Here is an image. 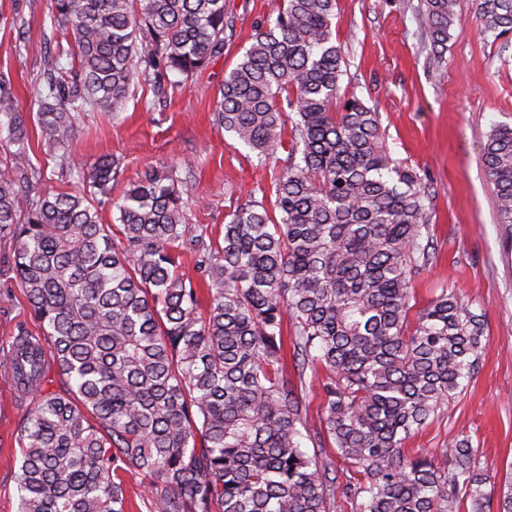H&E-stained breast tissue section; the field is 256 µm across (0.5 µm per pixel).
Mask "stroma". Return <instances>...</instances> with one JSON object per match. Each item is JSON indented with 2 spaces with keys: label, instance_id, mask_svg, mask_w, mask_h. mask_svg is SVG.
Masks as SVG:
<instances>
[{
  "label": "stroma",
  "instance_id": "1",
  "mask_svg": "<svg viewBox=\"0 0 512 512\" xmlns=\"http://www.w3.org/2000/svg\"><path fill=\"white\" fill-rule=\"evenodd\" d=\"M418 3L336 0L337 37L348 62L343 84L380 112L393 158L431 178L436 257L414 281L418 305L454 288L484 317L477 373L407 446L433 457L455 439L470 437L490 475L487 488L495 492L512 467V234L498 222L494 186L480 156L494 126H512V36H485L474 0H460V21L443 60L430 65L415 15ZM227 8L235 24L223 58L175 89L167 102L141 89L117 112L81 113L70 154L71 165L81 170L102 157L117 158L128 180L149 164L191 171L192 221L218 232L232 199L270 188L278 173L277 167L259 166L254 153L210 121L225 71L250 46L271 0H227ZM51 14V0H0V72L12 78L34 140V163L45 167L50 187L64 189L69 178L35 140L44 54L60 38ZM12 261L11 244L0 239V362L20 329L39 330L8 272ZM29 406L0 372V512H17L15 458Z\"/></svg>",
  "mask_w": 512,
  "mask_h": 512
}]
</instances>
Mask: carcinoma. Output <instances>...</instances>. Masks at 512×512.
I'll list each match as a JSON object with an SVG mask.
<instances>
[{
	"mask_svg": "<svg viewBox=\"0 0 512 512\" xmlns=\"http://www.w3.org/2000/svg\"><path fill=\"white\" fill-rule=\"evenodd\" d=\"M459 9L417 6L435 64ZM52 13L64 41L44 59L37 125L62 165L78 113L115 112L143 85L168 97L170 75L221 59L234 27L226 0H53ZM475 15L483 34H512V0H475ZM347 66L336 0H278L257 26L213 123L264 165L287 158L271 191L230 202L217 240L189 223L192 179L175 171L148 166L114 198L124 168L106 156L70 190L39 191L0 72L16 146L0 172V238L43 335L20 331L3 365L32 393L18 512H126L129 474L154 512H336L335 461L305 446L321 442L306 422L308 370L353 472L342 495L354 512H512V483L485 491L469 439L443 450L448 469L406 452L474 375L484 323L444 289L406 334L412 283L435 256L434 195L392 157L379 113L344 97ZM481 162L512 232V126L492 129ZM187 245L199 283L181 270Z\"/></svg>",
	"mask_w": 512,
	"mask_h": 512,
	"instance_id": "cac0c4a2",
	"label": "carcinoma"
}]
</instances>
